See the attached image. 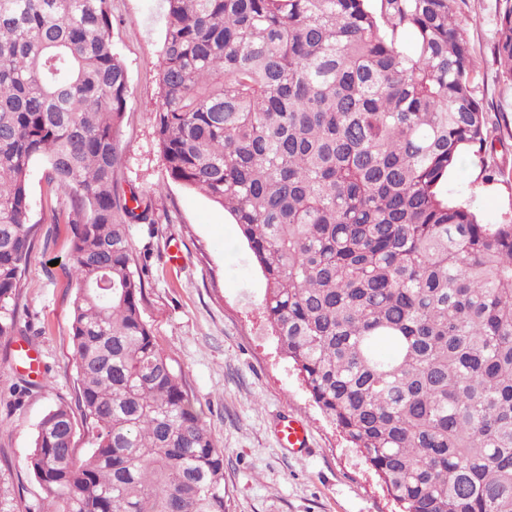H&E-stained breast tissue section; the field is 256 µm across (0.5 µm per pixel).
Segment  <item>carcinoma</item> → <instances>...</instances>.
Wrapping results in <instances>:
<instances>
[{
	"instance_id": "cac0c4a2",
	"label": "carcinoma",
	"mask_w": 512,
	"mask_h": 512,
	"mask_svg": "<svg viewBox=\"0 0 512 512\" xmlns=\"http://www.w3.org/2000/svg\"><path fill=\"white\" fill-rule=\"evenodd\" d=\"M457 0H166L156 145L224 208L267 323L314 403L402 512H512V215L448 195L499 138ZM493 54L512 80V0ZM111 0H0V339L40 227L29 171L66 197L78 404L38 422L42 512H228L224 449L143 318L116 186L129 97ZM88 438L76 455L77 429Z\"/></svg>"
}]
</instances>
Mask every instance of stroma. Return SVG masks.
Masks as SVG:
<instances>
[{
	"label": "stroma",
	"mask_w": 512,
	"mask_h": 512,
	"mask_svg": "<svg viewBox=\"0 0 512 512\" xmlns=\"http://www.w3.org/2000/svg\"><path fill=\"white\" fill-rule=\"evenodd\" d=\"M499 8L500 0H458L456 13L479 63L475 95L501 143L488 162L466 157L450 188L487 224L512 212V82L493 60ZM164 26L165 0H112V41L130 84L120 132L125 158L116 180L120 192L135 193L152 207L153 223L129 226L143 269V316L224 450L230 512H398L378 475L281 354L263 310L262 276L235 225L221 207L166 173L153 126ZM487 164L500 168L503 179L484 183ZM44 172V162H34L30 195L41 231L19 297L23 334L0 341V498L33 508L44 496L26 468L35 428L51 406L75 404L78 393L73 291L56 267L69 252V226L63 196ZM24 339L40 351L42 382L17 368L16 347ZM287 414L308 426L307 456L279 444L275 426Z\"/></svg>",
	"instance_id": "stroma-1"
}]
</instances>
